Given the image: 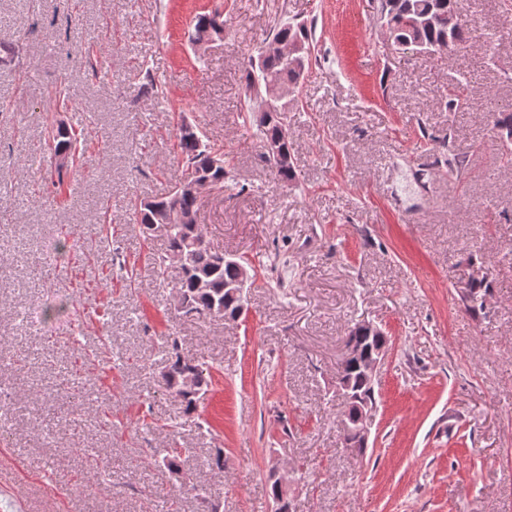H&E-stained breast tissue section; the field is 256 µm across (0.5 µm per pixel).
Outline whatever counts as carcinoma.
Returning <instances> with one entry per match:
<instances>
[{"label":"carcinoma","mask_w":512,"mask_h":512,"mask_svg":"<svg viewBox=\"0 0 512 512\" xmlns=\"http://www.w3.org/2000/svg\"><path fill=\"white\" fill-rule=\"evenodd\" d=\"M460 10V0H380V12L384 17L389 34L394 40L412 49L453 52L465 41L471 28L465 23L450 31L447 26L448 13ZM224 33V20L221 13L200 14L194 20L191 43L198 46ZM275 39L300 41L309 47L313 43V30L304 24L279 22L272 30ZM271 74L279 86L293 89L300 83L301 68L283 62L277 56H267L261 63L250 66L245 72L246 86L264 85L265 76ZM259 126L262 127V155L267 164L285 184L296 182L298 178L294 165V144L291 138L282 137V129L288 124L280 102L271 100L265 110H257ZM493 126L498 136L512 141V109L494 114ZM48 142L54 154L64 152L69 157L67 165L55 164L54 173L58 181L70 172L79 158L80 138L75 129L63 125H50L47 129ZM176 148L184 159V168L172 190L167 195L152 200L155 206L181 215L197 213L199 200L195 193L182 187L188 180L208 179L219 186L230 179V166L224 160V151L205 140L203 133L194 125L183 122L176 133ZM137 223L145 237H152V210L135 207ZM167 252L155 260L159 274H164L167 261L179 255L188 258L175 292L187 302L183 310L186 315L196 317H219L234 321L244 309V289L239 282V261L220 256L205 239L199 224L176 223L167 232ZM490 291L488 278L483 276L470 283V294L465 298L467 308L474 312L484 303ZM342 380L346 381L351 392L362 400L373 403L374 386L363 373L353 367L340 366ZM211 376L205 363L184 358L177 345L168 351L167 371L162 374V388L179 399L186 413L196 411L200 394L205 392ZM182 449L171 448L159 452L154 465L169 474L181 473L179 459Z\"/></svg>","instance_id":"carcinoma-1"}]
</instances>
